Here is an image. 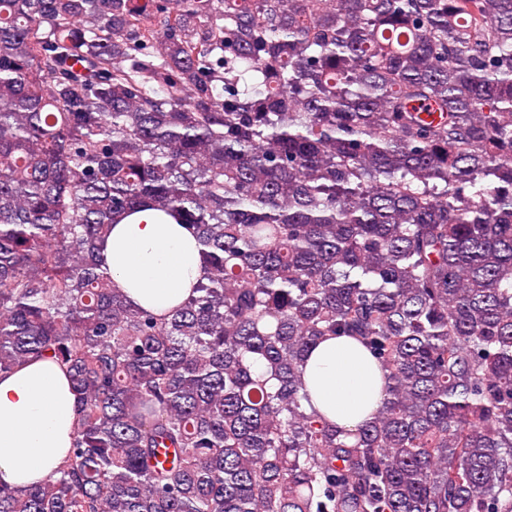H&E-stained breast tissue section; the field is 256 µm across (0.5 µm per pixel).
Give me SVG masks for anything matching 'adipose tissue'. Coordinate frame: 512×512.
Here are the masks:
<instances>
[{"label": "adipose tissue", "instance_id": "1", "mask_svg": "<svg viewBox=\"0 0 512 512\" xmlns=\"http://www.w3.org/2000/svg\"><path fill=\"white\" fill-rule=\"evenodd\" d=\"M101 254L133 306L164 315L193 294L202 276L196 238L187 225L151 210L113 225ZM303 380L315 408L340 428L370 421L383 398V372L354 338L331 336L304 360ZM78 420L69 373L37 357L0 374V483L27 489L67 459Z\"/></svg>", "mask_w": 512, "mask_h": 512}]
</instances>
